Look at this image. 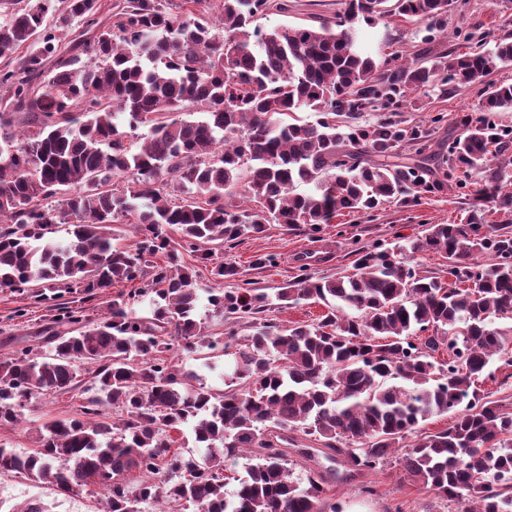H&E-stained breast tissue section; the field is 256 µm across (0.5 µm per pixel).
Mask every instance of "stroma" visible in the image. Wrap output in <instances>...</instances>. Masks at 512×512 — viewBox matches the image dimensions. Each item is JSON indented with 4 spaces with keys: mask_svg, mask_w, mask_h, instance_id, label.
I'll return each mask as SVG.
<instances>
[{
    "mask_svg": "<svg viewBox=\"0 0 512 512\" xmlns=\"http://www.w3.org/2000/svg\"><path fill=\"white\" fill-rule=\"evenodd\" d=\"M288 12L258 17L257 26L269 31L282 25H316L334 19L341 0H288ZM363 45L376 55L398 62H422L450 51H464L458 32H475L484 48L490 49L505 36H512V0H451L448 31L429 35L422 26L390 16L370 26L357 22ZM480 91L474 87H429L392 114L398 127L428 130L427 154L441 157L449 136L460 133L461 119L480 117ZM469 214L466 199L454 196L447 186L421 193L417 202L382 203L370 213L346 214L332 223L311 230L309 225H267L264 233L245 238L224 259L236 263L241 279L261 288L285 286L299 280V257L306 249L316 251L311 271L316 276L351 272L360 250L398 246L422 236L430 224H463ZM272 254L275 265L257 268V256ZM56 311L51 304L0 289V357L37 343L40 332L55 330ZM80 390L33 399L23 411V420L13 427H0V446L27 451L34 445L38 426L79 414ZM334 502L343 512H457L455 503L414 483L397 458L353 481L330 488ZM40 500L45 512H102L100 490L86 489L68 495L44 484L14 475L0 476V512H20L31 500Z\"/></svg>",
    "mask_w": 512,
    "mask_h": 512,
    "instance_id": "stroma-1",
    "label": "stroma"
}]
</instances>
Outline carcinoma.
<instances>
[{
	"label": "carcinoma",
	"mask_w": 512,
	"mask_h": 512,
	"mask_svg": "<svg viewBox=\"0 0 512 512\" xmlns=\"http://www.w3.org/2000/svg\"><path fill=\"white\" fill-rule=\"evenodd\" d=\"M216 3L217 19L211 0H115L108 24L101 0H27L0 16V288L54 302L138 283L95 321L68 309L45 353L0 358L1 427L94 367L80 417L45 423L28 453L0 446V474L65 495L96 487L104 512H340L329 481L377 469L413 437L402 457L412 481L470 503L463 512H512V411L478 388L495 361L512 367V341L494 326L512 314V236L488 220L512 212V157L496 160L512 128L465 121L448 138V183L466 188L460 169L478 178L468 222L431 224L410 243L448 260V285L389 250L337 277L304 264L293 288H226L239 272L223 260L224 243L268 224L317 226L416 200L427 167L397 161L391 122L360 118L438 83H487L512 63V40L393 66L359 49L355 21L398 16L441 33L450 0H342L333 22L269 32L253 23L288 0ZM87 18L90 38L69 44ZM187 108L201 118L172 117ZM480 111H512V83H488ZM239 187L251 206L238 204ZM57 224L68 240L51 238ZM117 224L133 226L134 245L120 243ZM185 252L212 265L214 284L202 286ZM204 294L238 326L223 343L202 329ZM311 299L329 309L316 323L268 319ZM226 354L222 389L174 362L195 355L210 368ZM449 412L447 428L421 431ZM184 425L202 455L172 450L170 432ZM246 454L256 463L229 494L226 460ZM296 461L304 486L288 468ZM137 472L145 479L132 486Z\"/></svg>",
	"instance_id": "cac0c4a2"
}]
</instances>
